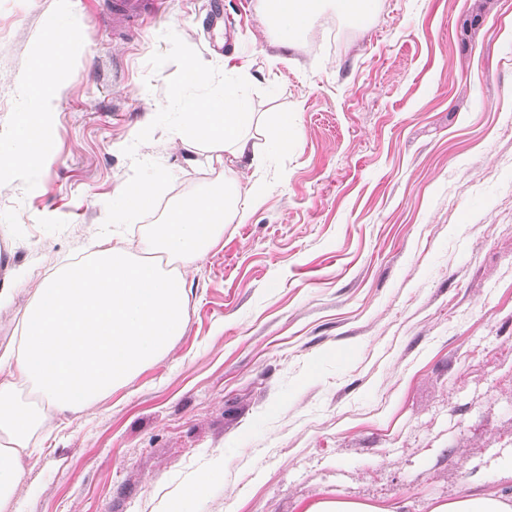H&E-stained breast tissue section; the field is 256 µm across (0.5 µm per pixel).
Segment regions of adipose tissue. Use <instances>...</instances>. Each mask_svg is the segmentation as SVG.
<instances>
[{"instance_id":"adipose-tissue-1","label":"adipose tissue","mask_w":512,"mask_h":512,"mask_svg":"<svg viewBox=\"0 0 512 512\" xmlns=\"http://www.w3.org/2000/svg\"><path fill=\"white\" fill-rule=\"evenodd\" d=\"M265 19L280 44L289 46L308 30L324 7L323 0H261ZM76 25L62 27L59 16L44 23L48 48L35 67L39 81L29 94L51 108L61 88L55 73ZM297 115L279 112L266 118L252 106L233 81L207 95H188L180 105L172 135L204 148L211 165L225 156L261 170L265 159L249 133L257 131L273 149L296 139ZM53 146L48 119L20 113L10 148H0V173L17 174L29 161ZM263 180L240 190L228 177L216 189L188 197L170 208L150 237L130 246L119 233L103 235L86 260L43 280L39 293L23 314L16 346L0 353V512H19L14 490L27 478L23 457L31 432L43 425L36 410L21 404L20 386L34 387L41 400L58 412L90 409L114 387L151 362L184 330L185 291L179 277L137 251L158 252L191 262L215 246L224 227L244 222L266 193ZM432 512H512V497L497 491L476 492L437 504Z\"/></svg>"}]
</instances>
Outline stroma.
Instances as JSON below:
<instances>
[{"instance_id": "obj_1", "label": "stroma", "mask_w": 512, "mask_h": 512, "mask_svg": "<svg viewBox=\"0 0 512 512\" xmlns=\"http://www.w3.org/2000/svg\"><path fill=\"white\" fill-rule=\"evenodd\" d=\"M110 6L0 0L5 145L46 17L77 19L53 149L0 176V349L44 277L84 258L121 184L157 196L123 226L137 240L214 182L170 132L188 62L235 76L254 111L296 113L297 142L268 157L246 223L174 264L182 336L33 435L22 512L336 497L429 512L497 487L512 453V0H376L362 26L328 6L290 47L260 0H162L125 41L102 23Z\"/></svg>"}]
</instances>
